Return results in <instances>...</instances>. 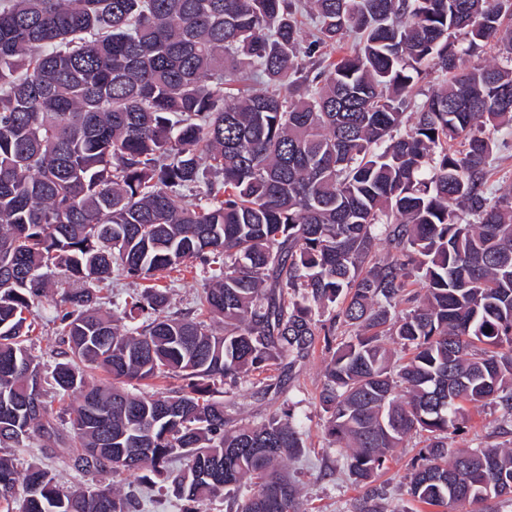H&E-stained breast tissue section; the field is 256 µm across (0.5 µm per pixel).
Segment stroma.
Returning a JSON list of instances; mask_svg holds the SVG:
<instances>
[{
    "mask_svg": "<svg viewBox=\"0 0 512 512\" xmlns=\"http://www.w3.org/2000/svg\"><path fill=\"white\" fill-rule=\"evenodd\" d=\"M202 269H190L181 273L171 272L163 279L172 310L191 308L204 286ZM57 294H48L36 310L35 330L29 342L31 352L45 364H54L59 349L56 336ZM326 355L322 348H314L304 356L295 358L289 376L279 388L268 389L264 385L242 379L234 390V404L226 414L232 423H262L272 412L292 414L301 422L305 432V446L300 455L288 459L285 471L298 488L301 512H352L351 505L362 490L343 467V460L329 436L325 415L320 408L319 392L323 382ZM466 434L459 436L457 447L471 446L473 437L491 443H508L512 436L497 433V412L489 405L468 406ZM414 444L396 449L387 463L386 471L378 482L384 488L389 503L402 508L403 512H420L421 507L410 500L404 486V477ZM19 470L30 465L49 466L56 470L62 484L68 487H92L110 484L120 492L137 489L140 478L129 472L119 477L86 475L68 468L61 448L35 441L31 447L13 451Z\"/></svg>",
    "mask_w": 512,
    "mask_h": 512,
    "instance_id": "1",
    "label": "stroma"
}]
</instances>
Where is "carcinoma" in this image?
<instances>
[{
	"label": "carcinoma",
	"mask_w": 512,
	"mask_h": 512,
	"mask_svg": "<svg viewBox=\"0 0 512 512\" xmlns=\"http://www.w3.org/2000/svg\"><path fill=\"white\" fill-rule=\"evenodd\" d=\"M491 42L503 65L463 67ZM486 126L512 129V0H0V447L47 438L81 472L148 471L185 512L219 496L298 512L280 464L304 448L299 422L233 426L210 392L277 386L272 368L320 340V405L356 482L418 435L414 502L512 496L511 447L453 446L467 404L512 426V195L487 192L509 142ZM217 258L195 310L168 312L156 281ZM114 278L151 286L106 316ZM51 285L48 371L27 342ZM159 378L183 385L126 389ZM51 394L79 398L65 431ZM137 508L0 455V512ZM352 509L404 512L369 488Z\"/></svg>",
	"instance_id": "carcinoma-1"
}]
</instances>
